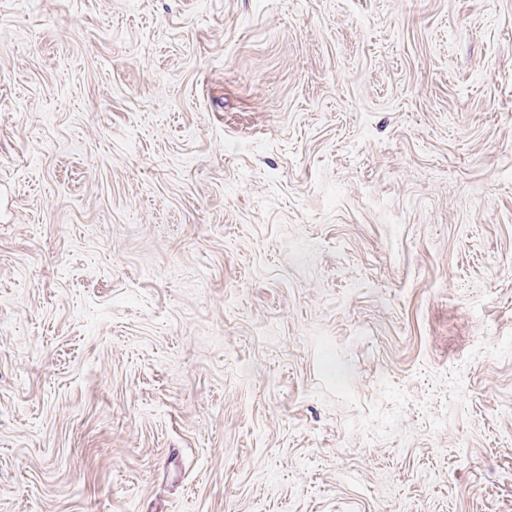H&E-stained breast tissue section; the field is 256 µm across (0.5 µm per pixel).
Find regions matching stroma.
Listing matches in <instances>:
<instances>
[{
  "instance_id": "35a3bbf8",
  "label": "stroma",
  "mask_w": 512,
  "mask_h": 512,
  "mask_svg": "<svg viewBox=\"0 0 512 512\" xmlns=\"http://www.w3.org/2000/svg\"><path fill=\"white\" fill-rule=\"evenodd\" d=\"M0 512H512V0H0Z\"/></svg>"
}]
</instances>
